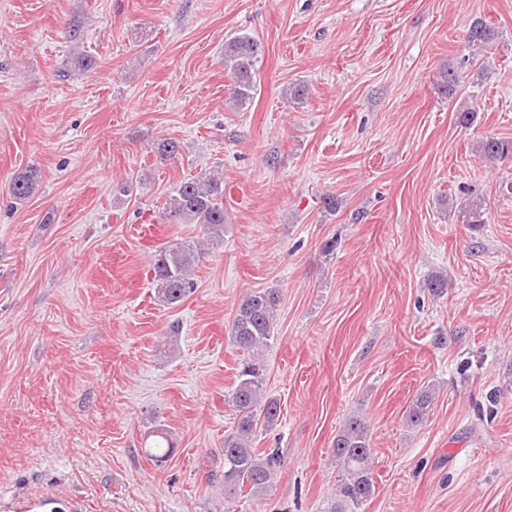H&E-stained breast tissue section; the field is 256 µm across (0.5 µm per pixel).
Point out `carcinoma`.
Listing matches in <instances>:
<instances>
[{
	"label": "carcinoma",
	"instance_id": "obj_1",
	"mask_svg": "<svg viewBox=\"0 0 512 512\" xmlns=\"http://www.w3.org/2000/svg\"><path fill=\"white\" fill-rule=\"evenodd\" d=\"M495 31L482 21L470 28L467 45L487 44ZM262 46L249 35L224 42V71L227 72L228 99L237 108L251 103L257 91L256 65ZM480 153L492 162L512 161V141L487 137L480 142ZM41 172L29 167L16 174L11 182L14 199L24 201L35 192ZM166 219L203 227L205 243L173 242L158 250L153 262V281L157 301L167 307L183 302L193 292L195 266L205 258L206 247L221 240L224 234V172L215 167L186 177L166 196L163 203ZM278 292L258 289L246 294L235 311L230 327L232 343L242 352L231 394L235 428L224 435V498H236L249 488L252 493L266 489L274 479L281 458L274 452L260 455L251 442L258 433L277 424L281 408L277 399L265 395L266 366L263 352L274 338ZM435 392L421 390L406 411L410 426L423 422L432 409ZM174 451L168 432L161 431L149 446L147 456L156 465L168 462ZM332 457L341 470L335 499L327 512H358L375 493L368 426L363 418H349L336 434Z\"/></svg>",
	"mask_w": 512,
	"mask_h": 512
}]
</instances>
